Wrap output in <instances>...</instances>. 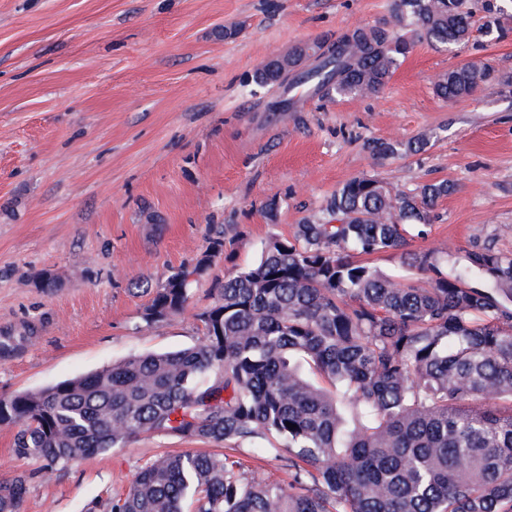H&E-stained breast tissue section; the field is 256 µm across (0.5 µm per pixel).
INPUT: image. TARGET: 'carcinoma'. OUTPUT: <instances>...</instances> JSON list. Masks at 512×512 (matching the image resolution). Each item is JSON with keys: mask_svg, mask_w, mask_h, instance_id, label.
<instances>
[{"mask_svg": "<svg viewBox=\"0 0 512 512\" xmlns=\"http://www.w3.org/2000/svg\"><path fill=\"white\" fill-rule=\"evenodd\" d=\"M506 2L395 0L390 20L315 42L313 67L300 69L308 45L282 62L324 99L375 95L417 42L465 45L477 14L502 30ZM493 79L491 65L467 63L433 88L447 101ZM427 144L369 148L404 157ZM454 188L345 181L321 214L225 273L199 344L0 398L16 455L54 472L145 433L205 444L147 462L108 512H512V252L475 240L459 266L444 248L409 249ZM223 247L172 271L143 321L181 312L191 275ZM388 252L401 254L391 274L363 260ZM211 445L263 453L288 482L250 477ZM29 478L0 480V512H21Z\"/></svg>", "mask_w": 512, "mask_h": 512, "instance_id": "1", "label": "carcinoma"}]
</instances>
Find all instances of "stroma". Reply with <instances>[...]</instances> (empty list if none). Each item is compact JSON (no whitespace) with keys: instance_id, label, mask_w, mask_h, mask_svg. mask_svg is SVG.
Returning <instances> with one entry per match:
<instances>
[{"instance_id":"35a3bbf8","label":"stroma","mask_w":512,"mask_h":512,"mask_svg":"<svg viewBox=\"0 0 512 512\" xmlns=\"http://www.w3.org/2000/svg\"><path fill=\"white\" fill-rule=\"evenodd\" d=\"M392 0H0V398L132 355L200 343L199 315L231 265L291 236L346 180L456 185L413 250L464 261L472 241L512 251V12L505 36L418 44L366 98L306 97L271 111L291 82L257 85L268 57L390 16ZM469 61L499 80L446 102L436 77ZM428 138L405 159L372 141ZM277 202L275 219L265 206ZM223 252L196 271L216 239ZM192 269L183 312L145 323L172 270ZM0 480L32 479L21 512H88L139 469L189 442L144 434L51 474L13 452Z\"/></svg>"}]
</instances>
